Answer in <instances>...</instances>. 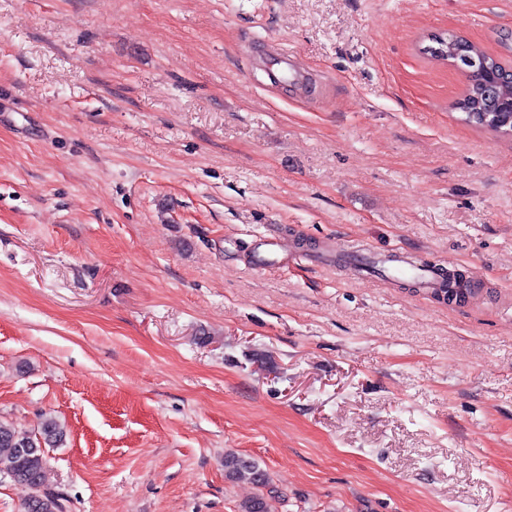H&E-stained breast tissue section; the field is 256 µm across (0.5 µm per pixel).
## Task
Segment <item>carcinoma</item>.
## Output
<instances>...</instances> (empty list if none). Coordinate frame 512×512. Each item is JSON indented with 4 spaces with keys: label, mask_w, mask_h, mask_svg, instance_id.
I'll return each mask as SVG.
<instances>
[{
    "label": "carcinoma",
    "mask_w": 512,
    "mask_h": 512,
    "mask_svg": "<svg viewBox=\"0 0 512 512\" xmlns=\"http://www.w3.org/2000/svg\"><path fill=\"white\" fill-rule=\"evenodd\" d=\"M423 53L438 60L446 54L449 65L463 71L467 85L452 103V109L464 114L468 123L493 131L512 132V124L498 127L494 121L506 120L512 106V67L487 54L476 44L455 34L439 35ZM65 431L53 416L41 415L37 430L20 432L0 420V474L8 475L24 493L25 512H64L65 496L51 497L46 484L48 456L46 449L63 444ZM225 477L266 487L267 473L252 458L229 452L224 454Z\"/></svg>",
    "instance_id": "obj_1"
}]
</instances>
